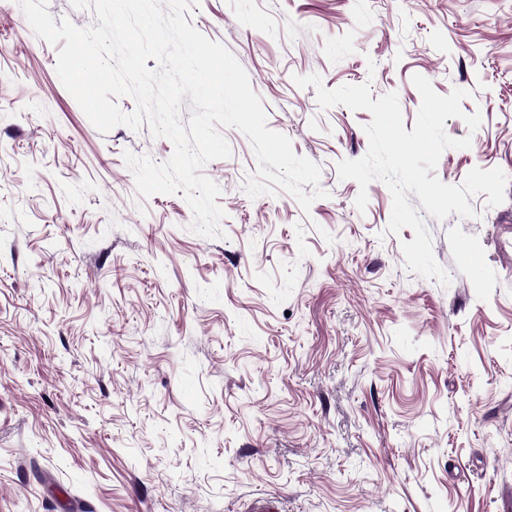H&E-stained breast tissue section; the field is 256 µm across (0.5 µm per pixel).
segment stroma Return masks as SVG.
<instances>
[{
    "label": "stroma",
    "instance_id": "1",
    "mask_svg": "<svg viewBox=\"0 0 512 512\" xmlns=\"http://www.w3.org/2000/svg\"><path fill=\"white\" fill-rule=\"evenodd\" d=\"M186 20L326 195L249 197L258 161L226 128L203 168L222 235L197 234L125 161L173 143L98 131L0 0V512H512V181L471 217L423 215L450 282L412 273L388 187L338 175L371 114L293 81L396 93L408 131L413 75L465 90L445 132L471 145L435 176L512 178V0H198Z\"/></svg>",
    "mask_w": 512,
    "mask_h": 512
}]
</instances>
